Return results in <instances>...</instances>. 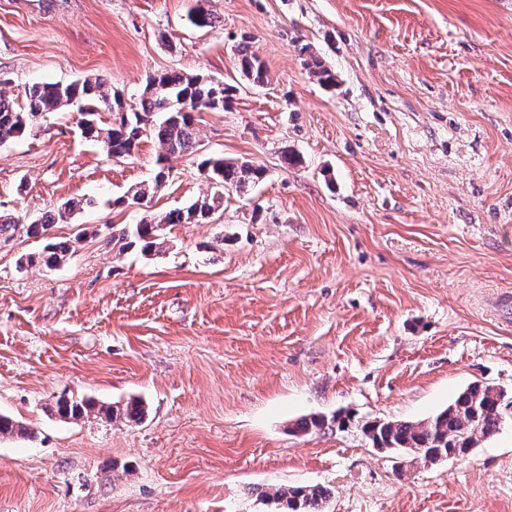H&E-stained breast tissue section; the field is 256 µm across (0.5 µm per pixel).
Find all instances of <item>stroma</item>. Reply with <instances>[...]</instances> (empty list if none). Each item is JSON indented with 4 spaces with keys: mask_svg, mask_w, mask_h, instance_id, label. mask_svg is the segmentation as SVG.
I'll list each match as a JSON object with an SVG mask.
<instances>
[{
    "mask_svg": "<svg viewBox=\"0 0 512 512\" xmlns=\"http://www.w3.org/2000/svg\"><path fill=\"white\" fill-rule=\"evenodd\" d=\"M0 0V92L105 80L135 108L148 75L232 85L196 115L197 154L143 205L158 142L115 160L67 107L0 144V211L51 234L0 242V512H281L268 492L331 491L325 512H512V416L469 454L409 463L365 422L420 421L470 383L512 392V0ZM249 37L269 82L250 84ZM336 74L312 77L301 45ZM298 155L288 164L284 151ZM265 177L226 191L166 254H116L134 225L211 190L200 158ZM144 402L129 425L61 419L59 396ZM340 422L306 434L305 417ZM238 65L242 74L255 86H264L267 83V69L258 56L250 52V41L242 37L238 48ZM83 208L82 200L67 199L60 202L55 209L46 212L41 218L30 224L23 225L27 235L43 238L53 224L66 223L72 215ZM71 250L72 245L68 242H49L44 246L38 257H30L28 262L31 264L42 262L47 268L51 269L64 262Z\"/></svg>",
    "mask_w": 512,
    "mask_h": 512,
    "instance_id": "1",
    "label": "stroma"
}]
</instances>
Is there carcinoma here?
Segmentation results:
<instances>
[{
	"mask_svg": "<svg viewBox=\"0 0 512 512\" xmlns=\"http://www.w3.org/2000/svg\"><path fill=\"white\" fill-rule=\"evenodd\" d=\"M191 23L198 28L215 25L216 18L203 7L190 13ZM307 66L317 82L325 87L336 86V74L311 52ZM238 65L242 74L255 86L267 83V69L258 56L250 52V41L244 37L238 48ZM231 88L223 83L200 76H190L171 71L147 78L140 96L138 109L124 110L116 94L109 93L100 80L84 79L75 82L36 83L24 89L22 103L0 95V143L23 135L39 118L64 107L75 106L81 112V121L90 125L83 130L85 138L102 146L112 158L123 159L139 148L143 137H153L160 146L157 171L153 187L158 188L170 177L166 162L172 157L191 155L197 151L198 131L194 113L225 110L231 104ZM112 114V121L105 126L100 113ZM201 172L214 180L213 193L182 208H175L160 218L151 216L132 228L123 227L112 234V244L118 252L137 249L144 255H159L165 246L162 234L166 224H201L211 221L224 201V189L232 187L246 191L261 181L265 170L251 162H228L222 158H206L200 162ZM83 208V202L67 199L46 212L41 218L24 226L27 235L44 237L55 224L66 223ZM72 250L68 242H49L43 251L28 262H39L54 268L67 259ZM512 405L507 392L501 388L475 381L467 386L448 407L418 421H374L363 425L362 431L372 447L403 451L416 461H427V455L445 458L462 457L482 440L495 435L503 424L504 410ZM108 419H121L137 423L145 417V406L138 399H131L123 406L96 408L87 399L60 397L56 402L57 413L66 419L78 420L93 410ZM330 492L322 486L279 488L268 498L286 504L288 512H323V505Z\"/></svg>",
	"mask_w": 512,
	"mask_h": 512,
	"instance_id": "cac0c4a2",
	"label": "carcinoma"
}]
</instances>
